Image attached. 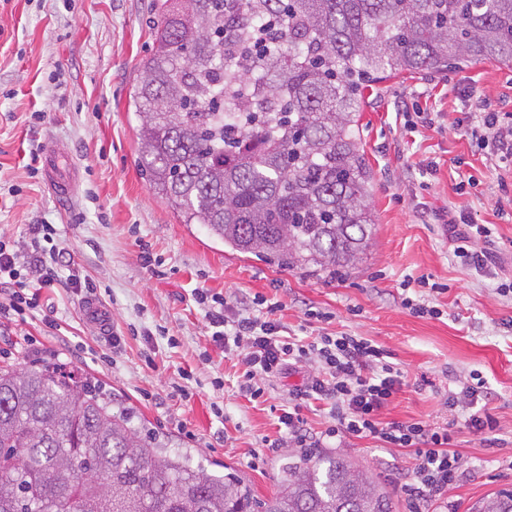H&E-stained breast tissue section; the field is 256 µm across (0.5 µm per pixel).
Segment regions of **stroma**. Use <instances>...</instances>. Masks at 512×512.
I'll return each mask as SVG.
<instances>
[{
	"instance_id": "stroma-1",
	"label": "stroma",
	"mask_w": 512,
	"mask_h": 512,
	"mask_svg": "<svg viewBox=\"0 0 512 512\" xmlns=\"http://www.w3.org/2000/svg\"><path fill=\"white\" fill-rule=\"evenodd\" d=\"M153 21V0H0V239L25 244L34 225H54L72 254L59 275L90 281L112 312L111 331L100 333L84 323L79 292H44L42 317L56 319L58 329L41 332L42 318L33 319L32 351L1 354L0 365L64 364L132 406L137 421L171 438L191 465L232 468L265 500L291 449L267 452L263 443L276 438V412L311 368L266 380L258 400L242 397V367L213 345L193 291L231 302L260 294L277 304L287 333L309 340L346 332L390 353L405 384L382 421L447 428L462 458L460 481L430 512H467L486 494L512 488V298L496 290L512 279V205L499 202L512 165L457 125L479 97L512 113V68L473 60L444 76L404 72L365 89L358 138L373 174L371 244L341 275L308 276L232 251L203 225L180 223L151 190L129 96ZM35 111L41 121L32 120ZM419 112L436 113L434 124L413 127ZM49 143L77 169L70 199L29 171L30 149ZM471 176L477 187H467ZM459 216L491 228L477 245L496 254L495 274L478 275L453 256L448 221ZM145 251L158 258L157 271L144 267ZM408 296L423 297L441 318L413 316L402 303ZM311 307L326 320L308 318ZM148 331L156 343L146 342ZM183 369L190 380H181ZM476 375L485 382L477 405L496 421L491 447L462 429L465 408L447 405ZM216 377L223 389H214ZM332 447L387 487L395 512H409L399 484L413 467L410 456L371 438Z\"/></svg>"
}]
</instances>
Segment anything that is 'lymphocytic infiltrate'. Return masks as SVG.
Returning <instances> with one entry per match:
<instances>
[{"instance_id":"f902f5d3","label":"lymphocytic infiltrate","mask_w":512,"mask_h":512,"mask_svg":"<svg viewBox=\"0 0 512 512\" xmlns=\"http://www.w3.org/2000/svg\"><path fill=\"white\" fill-rule=\"evenodd\" d=\"M468 130L481 148L499 160L512 161V121L504 113L491 110L487 102H477L468 116ZM34 233L26 256L18 245L0 240V286L8 289L0 301V341L17 352L36 344L26 325L40 308L42 290L58 284L56 268L67 254L66 248L54 242L53 225H37ZM488 233L482 224L460 227L449 222L454 256L475 270L486 271L493 258L476 250L474 240ZM194 298L214 329L215 345L240 359L243 370L238 387L244 395L259 398L264 393L262 380L299 364H316L305 387L294 392L293 403L278 417L285 438L295 447L321 448L329 439L355 436L409 452L415 460L412 477L404 485L410 512H425L428 502L443 499L449 485L459 481L462 461L451 448L447 429L423 421H381L382 411L401 390L404 376L388 362L387 351L372 340L343 333L306 341L283 335L275 305L265 304L263 298H255L253 307L244 309L205 288L195 289ZM310 400L331 404V421L318 435L307 429L301 414L303 402Z\"/></svg>"}]
</instances>
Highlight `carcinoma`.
<instances>
[{
	"mask_svg": "<svg viewBox=\"0 0 512 512\" xmlns=\"http://www.w3.org/2000/svg\"><path fill=\"white\" fill-rule=\"evenodd\" d=\"M131 92L139 161L183 224L279 269L334 277L370 244L363 90L512 67V0H155ZM277 47L255 49L259 25ZM119 399L47 368L0 366V512H393L381 482L333 452L280 461L258 502L232 472L167 451ZM81 469L70 484L59 474ZM470 512H512L497 490Z\"/></svg>",
	"mask_w": 512,
	"mask_h": 512,
	"instance_id": "carcinoma-1",
	"label": "carcinoma"
}]
</instances>
